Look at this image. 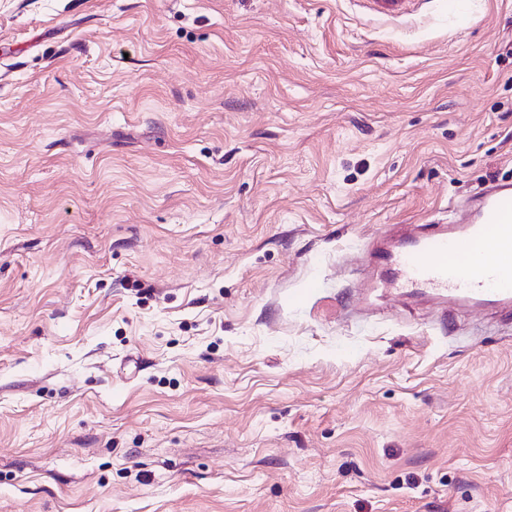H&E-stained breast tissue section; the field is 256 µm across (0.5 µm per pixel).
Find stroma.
I'll return each instance as SVG.
<instances>
[{"label": "stroma", "mask_w": 512, "mask_h": 512, "mask_svg": "<svg viewBox=\"0 0 512 512\" xmlns=\"http://www.w3.org/2000/svg\"><path fill=\"white\" fill-rule=\"evenodd\" d=\"M0 0V512H512V315L364 298L512 181V0Z\"/></svg>", "instance_id": "1"}]
</instances>
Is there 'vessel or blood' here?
Wrapping results in <instances>:
<instances>
[{"instance_id":"b4317fda","label":"vessel or blood","mask_w":512,"mask_h":512,"mask_svg":"<svg viewBox=\"0 0 512 512\" xmlns=\"http://www.w3.org/2000/svg\"><path fill=\"white\" fill-rule=\"evenodd\" d=\"M489 238L500 245L497 258L449 262ZM361 285L444 307L512 311V183H488L463 217L394 226L370 248Z\"/></svg>"}]
</instances>
